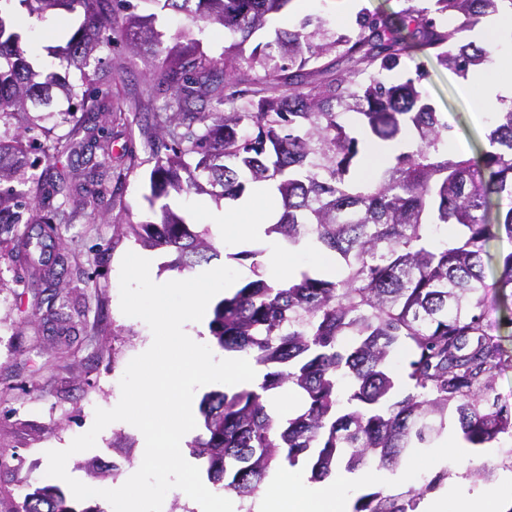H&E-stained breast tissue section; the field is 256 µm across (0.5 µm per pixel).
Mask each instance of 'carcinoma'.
<instances>
[{"mask_svg": "<svg viewBox=\"0 0 512 512\" xmlns=\"http://www.w3.org/2000/svg\"><path fill=\"white\" fill-rule=\"evenodd\" d=\"M2 2L38 20L60 9H79L84 19L60 54L67 68L43 76L0 7V115L36 113L0 138V182L24 186L0 192V247L19 239L30 249L22 224L50 237L86 216L112 225L118 237L174 249L179 271L210 262L217 250L208 233L167 206L159 220L132 224L104 183L90 186L83 173L38 175L28 155L36 147L47 159L77 156L102 167L112 153L108 128L132 105L113 91L112 63L96 52L117 41L133 55L160 44L154 15L119 23L111 3L130 9L129 0ZM147 2L219 24L240 48L291 0ZM505 11L512 13V0H404L395 15L359 11L342 32L308 17L247 56L213 55L184 32L187 42L157 56L144 89L153 123L138 126L156 158L151 200L170 186L198 189L203 181L213 196L237 199L248 186L273 181L283 212L268 232L292 246L307 240L341 260L336 281L307 272L278 285L259 277L215 304L209 328L216 346L264 370L257 388L215 390L200 403L205 434L190 448L224 492L252 499L274 466L301 460L316 481L341 464L354 472L371 459L393 470L408 449L429 447L450 414L473 448L512 434V411L494 387L503 349L482 310L491 286L502 303L512 301V251L499 255L491 286L483 260L491 240L512 241V100L490 117L489 150L476 159L451 156L448 123L419 91L423 72L404 69L419 53L467 76L487 61L492 40L468 41L463 33ZM71 66L80 81L70 80ZM78 112L83 119L76 121ZM52 118L70 129L50 140L42 122ZM407 136L412 150L370 174L358 167L365 143ZM44 304L46 319L57 320L66 300L54 289ZM400 346L407 350L403 395L390 370ZM288 387L304 406L279 420L267 397ZM445 476L397 494H364L352 512H416ZM22 510L103 512L76 510L54 485L24 493Z\"/></svg>", "mask_w": 512, "mask_h": 512, "instance_id": "carcinoma-1", "label": "carcinoma"}]
</instances>
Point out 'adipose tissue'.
Masks as SVG:
<instances>
[{
    "label": "adipose tissue",
    "instance_id": "obj_1",
    "mask_svg": "<svg viewBox=\"0 0 512 512\" xmlns=\"http://www.w3.org/2000/svg\"><path fill=\"white\" fill-rule=\"evenodd\" d=\"M505 64L500 57L481 67L463 90L479 87L480 109L487 112L499 106L501 100L512 98V78L504 73ZM343 474L329 479L309 482L296 480L288 485H274L253 498L251 512H347L348 505L339 488L344 482ZM506 494L486 489L474 495L456 488L450 489L441 500L425 499L423 512H507Z\"/></svg>",
    "mask_w": 512,
    "mask_h": 512
}]
</instances>
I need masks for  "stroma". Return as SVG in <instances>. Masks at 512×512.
Instances as JSON below:
<instances>
[{
    "label": "stroma",
    "instance_id": "35a3bbf8",
    "mask_svg": "<svg viewBox=\"0 0 512 512\" xmlns=\"http://www.w3.org/2000/svg\"><path fill=\"white\" fill-rule=\"evenodd\" d=\"M402 6V0H341L335 13L330 14L324 0H291L274 24L290 29L305 16L325 13L330 28L341 30L352 23L358 9L394 13ZM82 21L80 13L58 10L45 20L20 23L28 60L42 57L46 69L59 68V59L49 56L47 49L65 45ZM155 26L166 47L172 46L177 34L187 28L212 54L223 53L231 43L220 25H193L171 11L162 13ZM156 53V47L148 46L132 56L116 46L101 49L98 55L106 61L122 62L124 70L113 88L133 98ZM406 67L422 68L420 89L442 112L461 156L475 157L487 150L488 123L477 118L480 90L462 92L460 76L419 54L407 59ZM109 135L112 156L106 164L111 171L127 172L119 192L131 221L137 224L154 219L155 209L148 201L153 160L145 154L141 140L130 138L124 125H113ZM131 149L139 160L138 167L132 170L127 167V152ZM165 202L192 225L205 224L202 205L218 211L233 206L232 201L214 199L201 190L173 192ZM63 235L64 246L51 244L46 252L61 253L63 260L53 270L61 284L72 287L71 299L81 311L66 346L57 342L54 326L42 322L43 294L32 277L29 261H24L16 248L0 249V512H15L24 489L52 484V477L46 474L47 451L68 448L74 438L92 427L96 409L112 408L121 397L120 380L128 363L142 353L152 335L146 322L121 311L119 276L124 255L130 251L151 254L161 276L170 273L174 258L169 250L147 249L131 237L113 240L111 225L91 224L83 217L67 225ZM485 312L497 326L505 351L495 390L512 406V308H504L491 294L486 298ZM117 436L126 438V448H113L112 441ZM492 448L494 453L489 458H449L445 486L485 489L495 485L502 474L512 473V436L501 435ZM143 455L139 430L126 422H114L99 433L94 448L72 455L67 467L82 482L109 489L112 480L93 478L89 462H97L106 471L118 468L120 477L125 478L138 470ZM483 468L489 471V478H476V470Z\"/></svg>",
    "mask_w": 512,
    "mask_h": 512
}]
</instances>
